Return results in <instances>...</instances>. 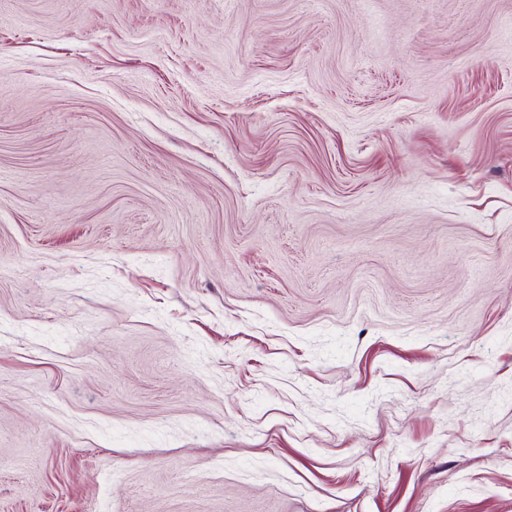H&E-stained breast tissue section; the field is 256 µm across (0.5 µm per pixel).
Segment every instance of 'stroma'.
<instances>
[{
  "label": "stroma",
  "instance_id": "1",
  "mask_svg": "<svg viewBox=\"0 0 512 512\" xmlns=\"http://www.w3.org/2000/svg\"><path fill=\"white\" fill-rule=\"evenodd\" d=\"M0 512H512V0H0Z\"/></svg>",
  "mask_w": 512,
  "mask_h": 512
}]
</instances>
